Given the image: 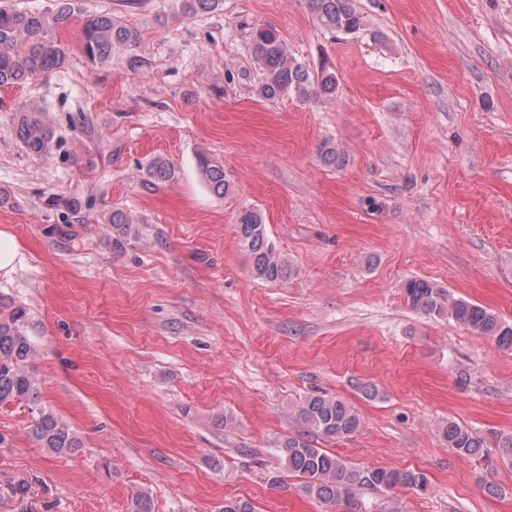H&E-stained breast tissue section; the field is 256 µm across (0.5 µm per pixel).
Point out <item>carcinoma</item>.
<instances>
[{"label": "carcinoma", "mask_w": 512, "mask_h": 512, "mask_svg": "<svg viewBox=\"0 0 512 512\" xmlns=\"http://www.w3.org/2000/svg\"><path fill=\"white\" fill-rule=\"evenodd\" d=\"M223 0H182L181 11L187 16L218 9ZM314 22L322 29L339 35L364 30L363 17L350 0H307ZM80 13L78 0H54L46 11L17 9L13 0H0V86L22 85L29 80L59 71L68 64V51L56 34L68 30ZM79 38L85 57L96 65H108L118 58L132 72L148 65L139 31L127 26L112 13L84 17ZM252 55L257 70L255 92L265 99L293 96L307 102L336 94L339 80L323 67L311 72L290 56L286 45L273 28L258 27L253 32ZM13 132L20 143L37 157H47L53 150V131L41 110L32 106L19 109ZM199 172L210 191L219 197L229 189L224 167L202 156ZM150 180L167 181L175 176L168 162L157 158L149 163ZM239 243L251 262L252 274L268 282H280L291 276V268L268 238L262 215L254 209L240 211L236 218ZM407 302L426 315L448 314L458 325L481 336L494 339L499 346L512 349V324L490 309L466 300L447 305L441 289L426 279H411L405 284ZM33 352L28 334V314L22 305L6 314L0 313V410L25 405L38 411L31 425V435L42 448L65 455L80 447L75 432L55 416L38 408L41 381L26 368ZM298 415L307 426L306 433L290 437L277 448L284 467L303 480L307 496L321 503L325 512L344 507L345 512H360L359 492L364 489L411 488L419 493L429 490L427 476L415 470L383 467L362 468L347 459L317 447L312 436L332 440L346 439L359 432L362 421L358 412L344 400L317 395L305 397ZM448 447L461 457L488 462L484 441L456 422L441 429ZM501 462L512 466V433L495 434Z\"/></svg>", "instance_id": "cac0c4a2"}]
</instances>
